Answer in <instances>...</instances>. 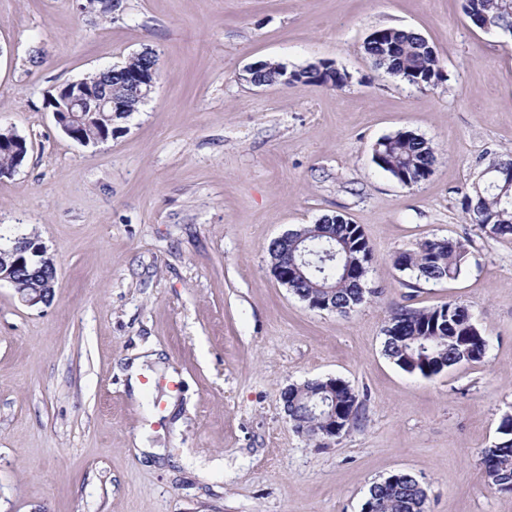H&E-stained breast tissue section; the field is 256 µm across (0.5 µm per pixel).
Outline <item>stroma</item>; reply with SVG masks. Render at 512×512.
<instances>
[{
	"label": "stroma",
	"instance_id": "35a3bbf8",
	"mask_svg": "<svg viewBox=\"0 0 512 512\" xmlns=\"http://www.w3.org/2000/svg\"><path fill=\"white\" fill-rule=\"evenodd\" d=\"M384 27L426 37L444 80L377 69L363 44ZM147 49L159 78L138 112L106 142L67 138L48 91ZM260 61H327L350 81L257 86L246 70ZM7 128L28 153L0 179V229L35 233L57 286L28 307L0 284V512H361L397 472L420 480L427 512H512L481 465L512 414V237L463 208L512 156L511 34L474 27L462 0H123L107 17L0 0ZM400 131L436 150L415 187L373 161ZM334 214L363 229L379 291L345 315L280 285L266 252ZM464 238L456 279L410 289L393 265L421 241ZM449 301L489 336L481 362L425 378L386 358L394 308ZM145 345L162 360L137 400L122 371ZM328 377L359 392L362 418L319 448L289 426L281 393ZM140 440L168 463L139 457Z\"/></svg>",
	"mask_w": 512,
	"mask_h": 512
}]
</instances>
